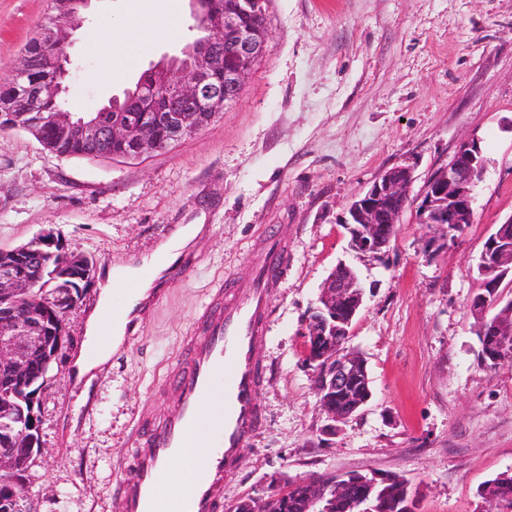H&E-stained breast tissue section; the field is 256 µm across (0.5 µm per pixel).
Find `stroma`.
Instances as JSON below:
<instances>
[{"label":"stroma","instance_id":"1","mask_svg":"<svg viewBox=\"0 0 512 512\" xmlns=\"http://www.w3.org/2000/svg\"><path fill=\"white\" fill-rule=\"evenodd\" d=\"M56 13L55 0H0V83ZM265 23L236 101L167 149L66 157L0 132V249L50 230L97 262L40 394L41 451L24 478L33 512H111L139 416L176 404L163 382L184 336L225 277L252 280L271 238L287 241L288 266L260 349L262 423L224 477L225 507L280 475L389 472L419 490L418 512H482L480 486L512 471V365L481 366L467 308L483 245L512 216V0H268ZM199 35L190 0H92L67 48L72 107L108 104ZM465 138L485 160L472 224L433 254L408 218L386 262L349 250L341 219L356 194L408 162L420 192ZM183 224L206 227L182 251L187 273L161 284L108 372L77 382L71 360L107 271ZM341 262L367 289L348 345L372 398L330 436L303 328Z\"/></svg>","mask_w":512,"mask_h":512}]
</instances>
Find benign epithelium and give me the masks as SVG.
I'll return each mask as SVG.
<instances>
[{
	"instance_id": "obj_1",
	"label": "benign epithelium",
	"mask_w": 512,
	"mask_h": 512,
	"mask_svg": "<svg viewBox=\"0 0 512 512\" xmlns=\"http://www.w3.org/2000/svg\"><path fill=\"white\" fill-rule=\"evenodd\" d=\"M262 0H237L224 9V15L209 26L212 35L204 42L186 46L182 54L194 59L185 67L173 57L156 65L165 80V98L141 107L146 113L136 123L117 121L106 125L99 116L87 113L75 117L59 116V123L75 130L88 143L133 141L139 158L159 149L155 119L165 123L175 140L197 130L203 112H220L239 95L246 77L263 55L267 28L248 22L259 12ZM51 64L56 80L47 91L56 95L69 90L65 84L68 40L53 34ZM233 49V61L224 69V82L210 77L215 64L224 58L225 45ZM158 113V117L150 113ZM485 163L479 144L463 139L448 164L440 167L424 183L420 193L411 196L415 165H397L385 173L351 202L342 224L349 234L350 249L364 257L384 259L398 224L409 212L415 223L427 228L425 250L428 253L448 245L454 233L473 222L474 189L482 180ZM46 247L42 254L59 259L60 267L77 271L73 278L85 286L92 282L94 263L65 251L61 240L48 232L36 238ZM0 297L15 298L31 293L37 284L22 271V264L35 255L25 244L0 252ZM482 287L496 290L512 274V216L499 224L483 252ZM365 302V290L357 273L339 263L323 280L316 301L305 320V335L317 342L316 351L307 353L306 364L314 376L315 394L328 418L346 421L371 399L369 378L360 355L348 349L354 320ZM492 335L498 345L512 344V300L500 308ZM61 344L47 336L43 324L31 315L18 312L12 303L0 302V392L7 402L0 405V442L7 445L15 438L39 444V395L43 384H34L31 373L38 368L49 372L61 359ZM19 481V462L5 447L0 448V473ZM392 483L389 474H347L327 482L316 476L304 480L305 512H334L336 503L350 502L357 512H377L371 493L377 485Z\"/></svg>"
}]
</instances>
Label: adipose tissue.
Here are the masks:
<instances>
[{"mask_svg":"<svg viewBox=\"0 0 512 512\" xmlns=\"http://www.w3.org/2000/svg\"><path fill=\"white\" fill-rule=\"evenodd\" d=\"M203 230V225L186 224L179 227L170 238L158 245L156 252L165 256L166 261L156 265L151 279L140 281L137 290L126 304L127 312L135 313L139 317L147 313L154 283L163 279L168 261L174 260L180 249L188 245ZM139 272L138 266L123 263L116 264L108 271L98 303L86 319L87 344L92 348L93 353L89 356L81 353L73 359L71 369L76 377L91 376L95 372L103 370L111 361L113 353L119 349L126 324L112 318L110 310L112 289L121 280L137 278Z\"/></svg>","mask_w":512,"mask_h":512,"instance_id":"obj_1","label":"adipose tissue"}]
</instances>
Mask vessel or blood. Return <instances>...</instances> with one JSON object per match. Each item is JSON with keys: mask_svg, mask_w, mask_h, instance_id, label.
<instances>
[{"mask_svg": "<svg viewBox=\"0 0 512 512\" xmlns=\"http://www.w3.org/2000/svg\"><path fill=\"white\" fill-rule=\"evenodd\" d=\"M286 256L284 243L271 245L233 302L214 295L199 316L170 376L176 407L144 413L138 423L134 461L117 488L118 512H222L224 472L261 423L259 345L271 283L285 271ZM176 462L186 489L174 496L168 487Z\"/></svg>", "mask_w": 512, "mask_h": 512, "instance_id": "1", "label": "vessel or blood"}]
</instances>
